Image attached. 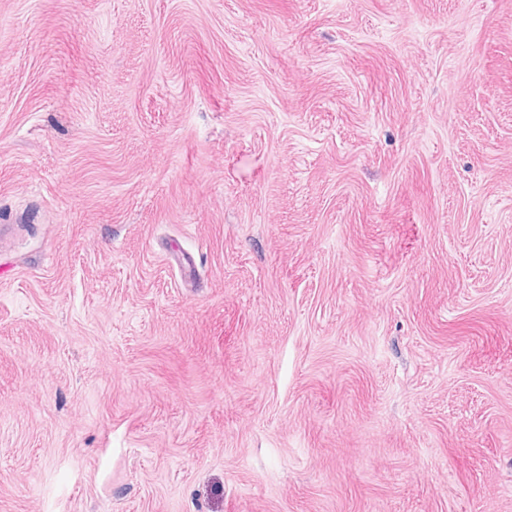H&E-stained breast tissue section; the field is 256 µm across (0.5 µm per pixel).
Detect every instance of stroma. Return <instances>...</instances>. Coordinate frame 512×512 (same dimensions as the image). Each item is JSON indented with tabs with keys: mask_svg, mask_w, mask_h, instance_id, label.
I'll return each instance as SVG.
<instances>
[{
	"mask_svg": "<svg viewBox=\"0 0 512 512\" xmlns=\"http://www.w3.org/2000/svg\"><path fill=\"white\" fill-rule=\"evenodd\" d=\"M0 512H512V0H0Z\"/></svg>",
	"mask_w": 512,
	"mask_h": 512,
	"instance_id": "1",
	"label": "stroma"
}]
</instances>
